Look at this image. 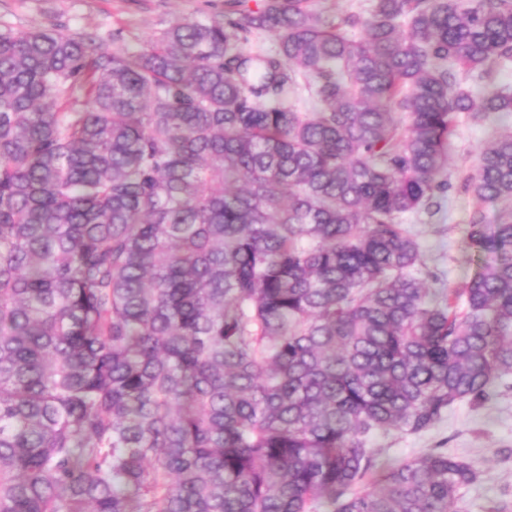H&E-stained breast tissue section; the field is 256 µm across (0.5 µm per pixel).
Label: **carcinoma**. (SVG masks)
I'll list each match as a JSON object with an SVG mask.
<instances>
[{"label":"carcinoma","instance_id":"carcinoma-1","mask_svg":"<svg viewBox=\"0 0 512 512\" xmlns=\"http://www.w3.org/2000/svg\"><path fill=\"white\" fill-rule=\"evenodd\" d=\"M121 41L0 29V512H454L470 462L369 443L512 387V130L460 287L399 222L441 208L460 116L512 115L473 91L512 0H231ZM369 3L370 0H311L314 11L328 19H337L350 12H365Z\"/></svg>","mask_w":512,"mask_h":512}]
</instances>
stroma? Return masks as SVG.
I'll list each match as a JSON object with an SVG mask.
<instances>
[{
	"label": "stroma",
	"mask_w": 512,
	"mask_h": 512,
	"mask_svg": "<svg viewBox=\"0 0 512 512\" xmlns=\"http://www.w3.org/2000/svg\"><path fill=\"white\" fill-rule=\"evenodd\" d=\"M226 0H0V26L15 30L62 24L90 31L111 44L121 32L125 44L145 48L179 19L204 20L225 9ZM500 120L481 122L461 118L458 137L450 150L448 176L460 184L476 176L478 153L492 140ZM477 206L467 191L455 190L438 212L423 211L403 221L420 234L430 271L448 286L464 283L476 269L462 250L465 229ZM373 447L382 449L386 463L414 457L429 448H442L470 461L479 473L460 503L461 512H490L496 505L512 512V391L501 390L479 406L463 403L424 436L377 434Z\"/></svg>",
	"instance_id": "35a3bbf8"
}]
</instances>
